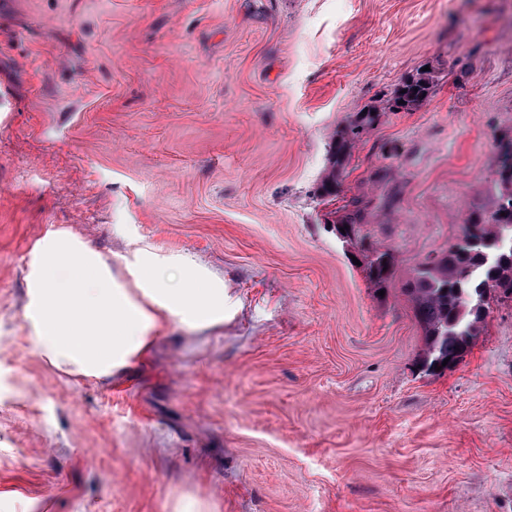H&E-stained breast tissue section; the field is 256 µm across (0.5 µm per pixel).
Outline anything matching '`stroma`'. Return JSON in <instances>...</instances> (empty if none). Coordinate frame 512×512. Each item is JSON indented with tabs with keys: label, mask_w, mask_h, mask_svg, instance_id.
Listing matches in <instances>:
<instances>
[{
	"label": "stroma",
	"mask_w": 512,
	"mask_h": 512,
	"mask_svg": "<svg viewBox=\"0 0 512 512\" xmlns=\"http://www.w3.org/2000/svg\"><path fill=\"white\" fill-rule=\"evenodd\" d=\"M425 67L336 200L375 206L401 280L512 138V0H0V512H512V302L426 374L315 195L332 137ZM52 225L114 263L193 256L223 326L164 327L109 383L59 373L23 317ZM434 75L420 73L417 76L404 80L388 100V109H411L427 99L434 84ZM405 90V93H402ZM403 100L404 104H399Z\"/></svg>",
	"instance_id": "1"
}]
</instances>
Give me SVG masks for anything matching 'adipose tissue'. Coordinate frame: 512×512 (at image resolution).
I'll return each mask as SVG.
<instances>
[{
  "mask_svg": "<svg viewBox=\"0 0 512 512\" xmlns=\"http://www.w3.org/2000/svg\"><path fill=\"white\" fill-rule=\"evenodd\" d=\"M30 352L65 375L111 381L175 323H224V281L183 253L138 239L119 266L64 228L48 227L23 270Z\"/></svg>",
  "mask_w": 512,
  "mask_h": 512,
  "instance_id": "adipose-tissue-1",
  "label": "adipose tissue"
}]
</instances>
